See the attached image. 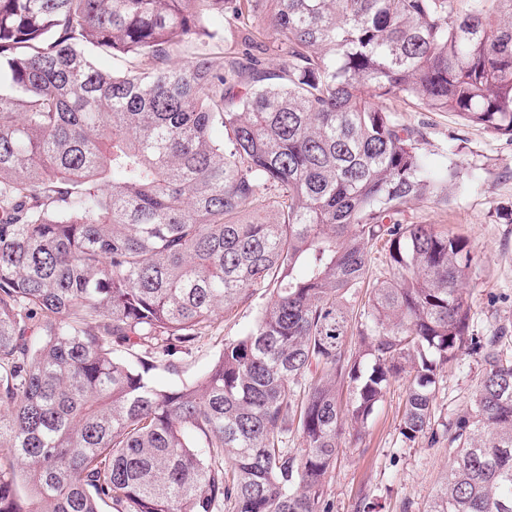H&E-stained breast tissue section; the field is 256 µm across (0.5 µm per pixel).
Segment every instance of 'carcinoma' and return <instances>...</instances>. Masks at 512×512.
<instances>
[{"label":"carcinoma","instance_id":"obj_1","mask_svg":"<svg viewBox=\"0 0 512 512\" xmlns=\"http://www.w3.org/2000/svg\"><path fill=\"white\" fill-rule=\"evenodd\" d=\"M0 71V512H322L403 373L404 441L456 449L425 512H512V344L471 330L467 240L399 219L462 168L381 105L512 141V0H0ZM260 291L206 371L153 382ZM481 379L482 367L474 357L449 363L440 371L432 406L434 430H442V424L470 410Z\"/></svg>","mask_w":512,"mask_h":512}]
</instances>
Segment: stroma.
Returning a JSON list of instances; mask_svg holds the SVG:
<instances>
[{
    "instance_id": "1",
    "label": "stroma",
    "mask_w": 512,
    "mask_h": 512,
    "mask_svg": "<svg viewBox=\"0 0 512 512\" xmlns=\"http://www.w3.org/2000/svg\"><path fill=\"white\" fill-rule=\"evenodd\" d=\"M394 118L421 128L419 151L432 173L461 162L465 174L438 195L412 200L403 220L432 224L464 235L473 261L464 279L471 303L472 326L486 336L512 331V143L483 129L463 126L444 112H424L411 101L387 100ZM264 296L239 306L182 356L178 372L152 370L153 381L177 387L202 374L218 356L225 339L245 334L254 324ZM482 379L475 358L444 367L433 400V419L442 425L467 413ZM407 381L393 379L387 393L361 432L345 436L342 451L328 478L329 512H423L430 493L450 463L447 440L422 437L403 443L399 423Z\"/></svg>"
}]
</instances>
